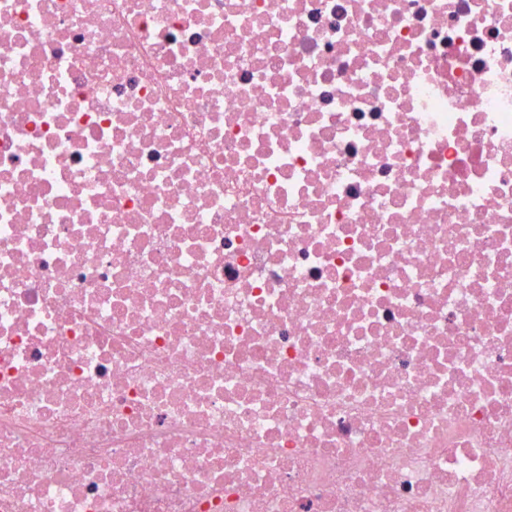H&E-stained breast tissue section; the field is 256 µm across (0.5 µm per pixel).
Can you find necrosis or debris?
<instances>
[{"label":"necrosis or debris","mask_w":512,"mask_h":512,"mask_svg":"<svg viewBox=\"0 0 512 512\" xmlns=\"http://www.w3.org/2000/svg\"><path fill=\"white\" fill-rule=\"evenodd\" d=\"M0 512H512V0H0Z\"/></svg>","instance_id":"1"}]
</instances>
